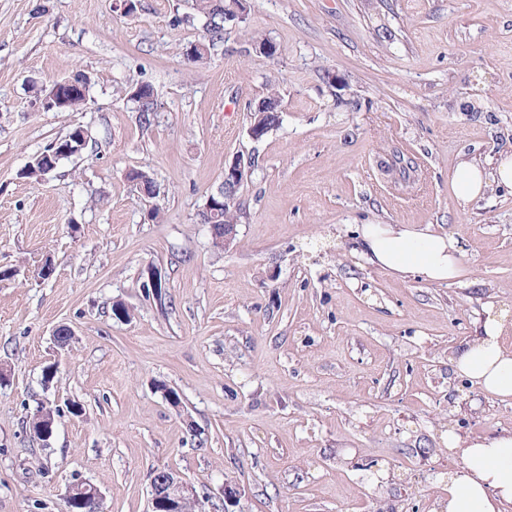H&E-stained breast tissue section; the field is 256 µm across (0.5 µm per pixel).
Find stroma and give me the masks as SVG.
Masks as SVG:
<instances>
[{
  "label": "stroma",
  "instance_id": "stroma-1",
  "mask_svg": "<svg viewBox=\"0 0 512 512\" xmlns=\"http://www.w3.org/2000/svg\"><path fill=\"white\" fill-rule=\"evenodd\" d=\"M191 11L0 0V267L18 271L0 281V512H67L78 482L100 512H149L159 469L204 512H224L228 483L235 512H440L449 433L512 432V398L451 363L487 309L512 319V191L464 204L452 183L460 162L512 154V0H249L204 63L185 55L199 23L174 21ZM77 71L84 109L34 108V83ZM136 81L156 91L148 127ZM272 92L282 122L253 140L250 109ZM77 125L82 157L19 178ZM237 154L255 168L217 248L197 214ZM360 224L448 232L463 271L450 285L383 271ZM44 401L61 411L45 442L26 425ZM100 497V491L95 485L86 482L76 483L69 489L67 506L80 504L82 507H88V510L83 512H98ZM69 509L73 511L71 507Z\"/></svg>",
  "mask_w": 512,
  "mask_h": 512
}]
</instances>
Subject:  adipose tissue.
<instances>
[{"label":"adipose tissue","instance_id":"1","mask_svg":"<svg viewBox=\"0 0 512 512\" xmlns=\"http://www.w3.org/2000/svg\"><path fill=\"white\" fill-rule=\"evenodd\" d=\"M453 181L464 202L481 196L494 183L512 188V155L499 159L491 173L481 164L462 162ZM361 236L368 261L394 275L415 274L443 284L461 273L456 240L430 227L365 224ZM506 329L504 315L487 312L482 336L466 343L453 357L459 374L503 398L512 396V347L502 340ZM448 449L460 458L461 465L448 474L445 512H501L502 504L512 503V434L468 440L452 433Z\"/></svg>","mask_w":512,"mask_h":512}]
</instances>
